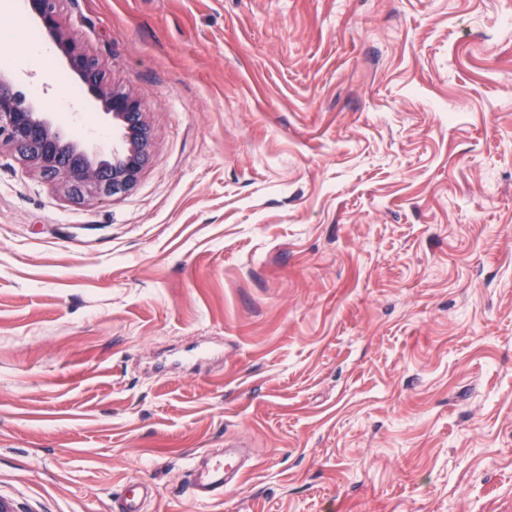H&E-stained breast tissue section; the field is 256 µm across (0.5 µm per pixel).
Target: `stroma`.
I'll return each mask as SVG.
<instances>
[{
	"label": "stroma",
	"mask_w": 512,
	"mask_h": 512,
	"mask_svg": "<svg viewBox=\"0 0 512 512\" xmlns=\"http://www.w3.org/2000/svg\"><path fill=\"white\" fill-rule=\"evenodd\" d=\"M142 104L128 193L0 144V498L14 512H512V0H61ZM0 9V72L118 125ZM244 452L224 495L191 465ZM152 488L144 484L136 492H126L116 499V512H140L143 499L150 496Z\"/></svg>",
	"instance_id": "obj_1"
}]
</instances>
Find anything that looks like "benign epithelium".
<instances>
[{"label": "benign epithelium", "mask_w": 512, "mask_h": 512, "mask_svg": "<svg viewBox=\"0 0 512 512\" xmlns=\"http://www.w3.org/2000/svg\"><path fill=\"white\" fill-rule=\"evenodd\" d=\"M59 0H27L45 40L54 44L69 69L115 120L124 147L104 159L89 147L66 140L48 112L25 101L0 74V142L13 146L23 159L60 184L68 197L81 201L111 198L131 189L146 163L148 132L141 103L131 94L107 86L105 74L81 41L60 26Z\"/></svg>", "instance_id": "obj_1"}]
</instances>
